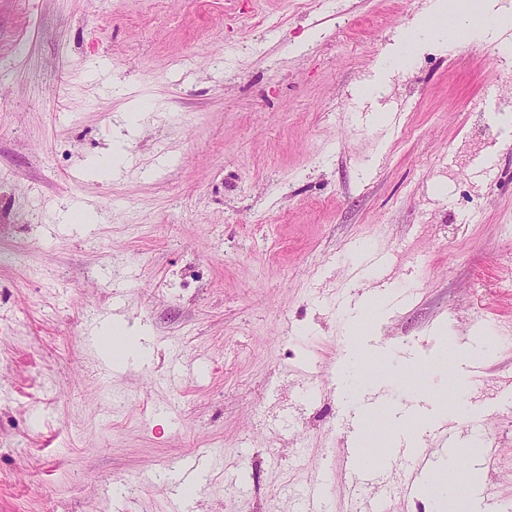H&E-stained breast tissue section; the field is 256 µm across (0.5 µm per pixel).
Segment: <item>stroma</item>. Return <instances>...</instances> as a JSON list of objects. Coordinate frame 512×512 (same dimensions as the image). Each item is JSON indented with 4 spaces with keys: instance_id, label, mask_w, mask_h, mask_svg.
<instances>
[{
    "instance_id": "obj_1",
    "label": "stroma",
    "mask_w": 512,
    "mask_h": 512,
    "mask_svg": "<svg viewBox=\"0 0 512 512\" xmlns=\"http://www.w3.org/2000/svg\"><path fill=\"white\" fill-rule=\"evenodd\" d=\"M427 2L0 0V512H434L352 485L376 399L512 508V27L397 67Z\"/></svg>"
}]
</instances>
